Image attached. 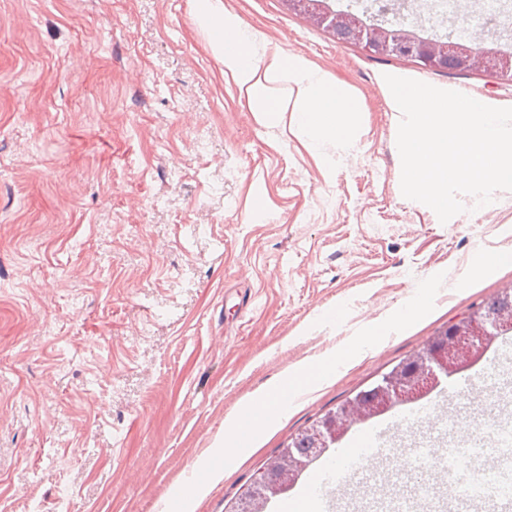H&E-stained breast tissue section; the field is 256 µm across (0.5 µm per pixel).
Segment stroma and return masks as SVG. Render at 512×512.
I'll return each mask as SVG.
<instances>
[{
  "label": "stroma",
  "mask_w": 512,
  "mask_h": 512,
  "mask_svg": "<svg viewBox=\"0 0 512 512\" xmlns=\"http://www.w3.org/2000/svg\"><path fill=\"white\" fill-rule=\"evenodd\" d=\"M255 62L303 56L361 125L255 120L196 0H0V512H225L291 436L512 287V191L440 222L406 199L385 75L512 107V84L223 0ZM493 341L449 382L491 412ZM335 374L217 466L224 422ZM440 383L413 408L443 404ZM318 365L319 367H316L315 368V374H321V373H324V370L321 368L323 367L324 365H326L328 367V373H332L335 371V362L333 360H330V359H320L318 360ZM308 367H305L299 371H296L294 373L293 376H291L289 378V380L283 384L282 386H284V388H294L296 385H300L302 383H307L309 386V389L312 388L313 386H315L325 375L327 376V374H323V375H320L318 377H313V378H309L308 375H306V369Z\"/></svg>",
  "instance_id": "stroma-1"
}]
</instances>
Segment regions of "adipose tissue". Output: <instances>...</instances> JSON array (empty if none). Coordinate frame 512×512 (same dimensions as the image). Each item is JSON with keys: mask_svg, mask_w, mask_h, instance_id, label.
I'll use <instances>...</instances> for the list:
<instances>
[{"mask_svg": "<svg viewBox=\"0 0 512 512\" xmlns=\"http://www.w3.org/2000/svg\"><path fill=\"white\" fill-rule=\"evenodd\" d=\"M197 19L204 27L222 29L226 39L237 43L239 51L235 54L225 53V40L214 41L212 47L223 54L225 67L245 93L259 123L280 121L289 111L308 131L311 141L349 135L348 118L356 112L357 104L344 85L329 80L298 55L272 54L262 68L245 64V57L252 54L250 39L225 17L222 0H197Z\"/></svg>", "mask_w": 512, "mask_h": 512, "instance_id": "ef3b65f1", "label": "adipose tissue"}]
</instances>
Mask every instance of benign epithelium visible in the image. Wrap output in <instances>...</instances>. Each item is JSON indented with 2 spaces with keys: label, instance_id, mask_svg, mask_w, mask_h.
Returning a JSON list of instances; mask_svg holds the SVG:
<instances>
[{
  "label": "benign epithelium",
  "instance_id": "benign-epithelium-1",
  "mask_svg": "<svg viewBox=\"0 0 512 512\" xmlns=\"http://www.w3.org/2000/svg\"><path fill=\"white\" fill-rule=\"evenodd\" d=\"M288 10L309 15L338 41L346 36L373 56L407 58L438 70L481 68L492 77L512 83V57L452 40L424 39L414 32L389 26L390 0H375L378 18L367 22L349 11H336L327 0H284ZM512 331V289L492 296L465 314L384 374L370 391H360L335 411L314 421L288 442L263 467L259 476L230 512H265V506L293 482L309 463L338 441L348 424L381 409L418 398L483 351L496 337Z\"/></svg>",
  "mask_w": 512,
  "mask_h": 512
}]
</instances>
